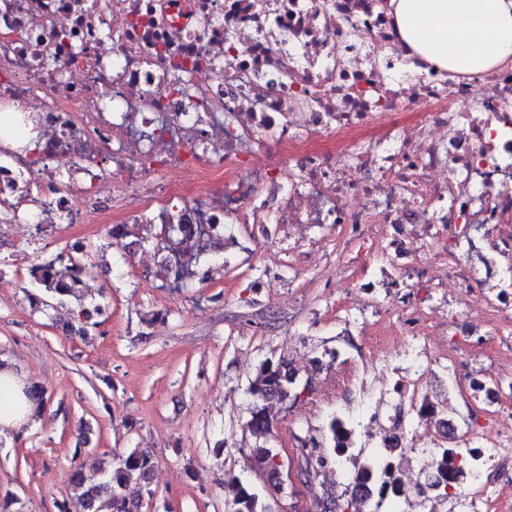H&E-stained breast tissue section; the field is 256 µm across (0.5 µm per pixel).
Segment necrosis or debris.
Here are the masks:
<instances>
[{"instance_id": "1", "label": "necrosis or debris", "mask_w": 512, "mask_h": 512, "mask_svg": "<svg viewBox=\"0 0 512 512\" xmlns=\"http://www.w3.org/2000/svg\"><path fill=\"white\" fill-rule=\"evenodd\" d=\"M0 112L40 148L0 151V216L214 224L301 268L328 240L343 326L381 322L377 388L323 379L337 499L366 466L354 512H394L440 469L418 512H512V63L409 57L389 0H0Z\"/></svg>"}]
</instances>
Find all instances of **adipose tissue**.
Here are the masks:
<instances>
[{
  "instance_id": "obj_1",
  "label": "adipose tissue",
  "mask_w": 512,
  "mask_h": 512,
  "mask_svg": "<svg viewBox=\"0 0 512 512\" xmlns=\"http://www.w3.org/2000/svg\"><path fill=\"white\" fill-rule=\"evenodd\" d=\"M400 37L421 59L463 74H482L512 60V0H391ZM25 377L0 367V434L37 420Z\"/></svg>"
}]
</instances>
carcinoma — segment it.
I'll return each instance as SVG.
<instances>
[{
    "label": "carcinoma",
    "mask_w": 512,
    "mask_h": 512,
    "mask_svg": "<svg viewBox=\"0 0 512 512\" xmlns=\"http://www.w3.org/2000/svg\"><path fill=\"white\" fill-rule=\"evenodd\" d=\"M108 235L118 244L128 237L137 247L153 242L158 246L164 244L152 235L145 236L136 231L134 224H113ZM193 247L197 254L210 257L212 263L222 259L221 251L217 250L219 244L204 239L200 234L196 236ZM166 248H171V245H166ZM93 256L94 252L86 245L80 242L69 244L58 254L36 263L22 286L28 298L36 299V303L46 308H68L69 321L64 324V329L81 337L100 325L97 317L102 314V308L86 303L84 296L82 275L93 266ZM292 373L289 361L267 360L261 364L250 384L248 393L252 406L247 428L255 443L249 448V464L245 472L230 478L234 512H269L267 499L277 491V482L271 475L273 460L278 453L274 445L272 408L295 397L296 380L290 378ZM25 394L38 410H44L46 389L43 386L28 385ZM311 441L312 447L322 449L319 463L326 465L331 459L336 463L340 461L345 448L337 434L336 415L328 417L326 428ZM156 464L153 452L145 448L130 449L108 470L93 464L88 466L84 460H74L68 475V487L82 501L85 512H100L104 503L107 504V512H140L142 491L149 490ZM248 472L262 476L265 492H260L252 484L246 476Z\"/></svg>",
    "instance_id": "1"
}]
</instances>
